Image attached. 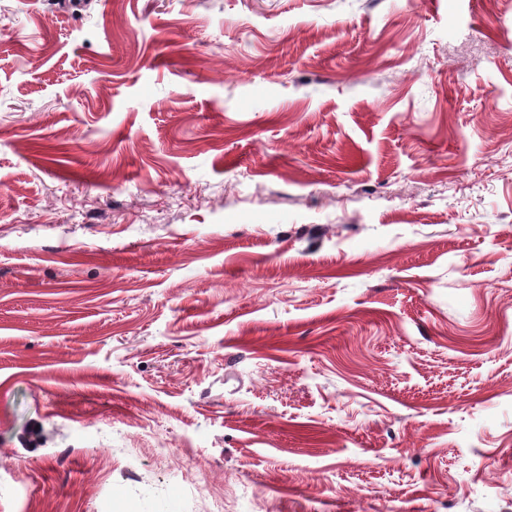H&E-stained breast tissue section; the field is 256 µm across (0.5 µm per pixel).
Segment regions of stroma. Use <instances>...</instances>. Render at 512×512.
Wrapping results in <instances>:
<instances>
[{"instance_id": "stroma-1", "label": "stroma", "mask_w": 512, "mask_h": 512, "mask_svg": "<svg viewBox=\"0 0 512 512\" xmlns=\"http://www.w3.org/2000/svg\"><path fill=\"white\" fill-rule=\"evenodd\" d=\"M512 512V0H0V512Z\"/></svg>"}]
</instances>
